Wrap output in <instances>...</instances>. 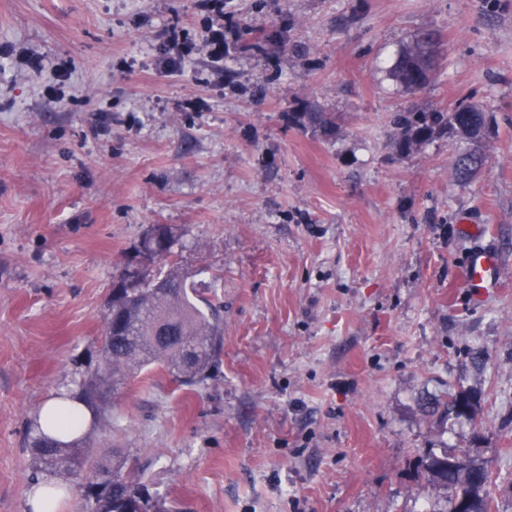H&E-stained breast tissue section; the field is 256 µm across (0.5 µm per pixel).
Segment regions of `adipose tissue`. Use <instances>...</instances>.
Segmentation results:
<instances>
[{
	"label": "adipose tissue",
	"mask_w": 512,
	"mask_h": 512,
	"mask_svg": "<svg viewBox=\"0 0 512 512\" xmlns=\"http://www.w3.org/2000/svg\"><path fill=\"white\" fill-rule=\"evenodd\" d=\"M36 419L41 433L70 442L87 433L91 416L77 397L63 390L38 406Z\"/></svg>",
	"instance_id": "adipose-tissue-1"
}]
</instances>
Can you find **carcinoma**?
<instances>
[{
	"mask_svg": "<svg viewBox=\"0 0 512 512\" xmlns=\"http://www.w3.org/2000/svg\"><path fill=\"white\" fill-rule=\"evenodd\" d=\"M431 33L422 32L399 52L390 75L408 90L421 88L439 68ZM488 113L477 105L431 111L392 113L391 146L406 158L421 145L441 137L459 141L463 148L455 165L458 177L466 181L487 161L477 122ZM297 121L330 139L338 128L330 112H302ZM167 255L151 262L146 270H136V286L112 292V336L102 347L104 370L95 372L80 384L79 397L93 410L107 402V393L126 384L142 370L158 366L184 387H195L208 379L218 361L224 340V319L220 304L200 295L193 270L181 264L189 249L184 233L165 226ZM473 405L465 392L449 393L441 404L444 420L460 418L459 407ZM35 470L62 481H81L94 485L92 476L98 465L88 462L80 444H67L43 434L34 435ZM428 481L448 491V512H494L491 492L492 472L475 462L469 451L460 449L440 455L429 451L420 459ZM112 487L100 493L97 512H178L172 502L152 495L137 478L134 466L120 455H112Z\"/></svg>",
	"mask_w": 512,
	"mask_h": 512,
	"instance_id": "obj_1",
	"label": "carcinoma"
}]
</instances>
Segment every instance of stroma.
<instances>
[{
    "label": "stroma",
    "instance_id": "35a3bbf8",
    "mask_svg": "<svg viewBox=\"0 0 512 512\" xmlns=\"http://www.w3.org/2000/svg\"><path fill=\"white\" fill-rule=\"evenodd\" d=\"M207 18L0 0V512H28L32 416L101 368L107 293L151 224L186 231L223 351L202 385L156 367L119 390L85 437L98 461L136 459L179 512H446L418 457L466 448L512 512V0H224L218 60ZM173 26L198 51L166 70ZM424 30L441 65L408 90L389 70ZM460 102L493 118L471 180L452 138L395 156L393 112ZM478 250L497 268L477 298ZM451 389L475 420L430 412ZM297 121L309 126L323 137L331 139L337 134L338 128L330 112H301Z\"/></svg>",
    "mask_w": 512,
    "mask_h": 512
}]
</instances>
